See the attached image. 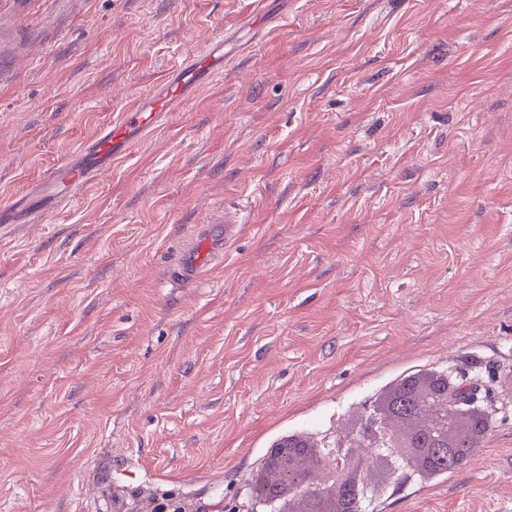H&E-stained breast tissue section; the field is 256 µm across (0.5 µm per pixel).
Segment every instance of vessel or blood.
Wrapping results in <instances>:
<instances>
[{
    "label": "vessel or blood",
    "mask_w": 512,
    "mask_h": 512,
    "mask_svg": "<svg viewBox=\"0 0 512 512\" xmlns=\"http://www.w3.org/2000/svg\"><path fill=\"white\" fill-rule=\"evenodd\" d=\"M223 70L224 53L215 47L185 57L170 69L160 88L127 108L91 147L48 170L41 181L42 191L56 205L72 202L81 186L92 182L98 172L110 168L113 160L125 157L133 149L136 135L152 130L165 113L183 108L188 101L189 87Z\"/></svg>",
    "instance_id": "1"
}]
</instances>
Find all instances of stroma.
Here are the masks:
<instances>
[{"label":"stroma","mask_w":512,"mask_h":512,"mask_svg":"<svg viewBox=\"0 0 512 512\" xmlns=\"http://www.w3.org/2000/svg\"><path fill=\"white\" fill-rule=\"evenodd\" d=\"M0 204L182 56L224 72L80 201L0 217V512H224L283 436L394 381L512 389V0H33ZM249 210L232 245L210 223ZM212 249L199 278L169 270ZM374 512H512V402Z\"/></svg>","instance_id":"1"}]
</instances>
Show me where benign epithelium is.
I'll return each instance as SVG.
<instances>
[{"mask_svg":"<svg viewBox=\"0 0 512 512\" xmlns=\"http://www.w3.org/2000/svg\"><path fill=\"white\" fill-rule=\"evenodd\" d=\"M483 384L468 368L454 367L435 375L427 388L416 394L427 425L393 435L388 419L394 415V399L383 406L370 405L358 425L346 435H332L308 447L288 440L274 443L266 459L280 458L276 479L265 468L254 471L244 504L234 500L228 512H289L283 503L287 488L305 500L303 512H370L371 505L396 482H407L422 473L437 474L430 445L453 446L466 433L473 447L482 445V425L488 414L478 408Z\"/></svg>","mask_w":512,"mask_h":512,"instance_id":"7a95c632","label":"benign epithelium"}]
</instances>
